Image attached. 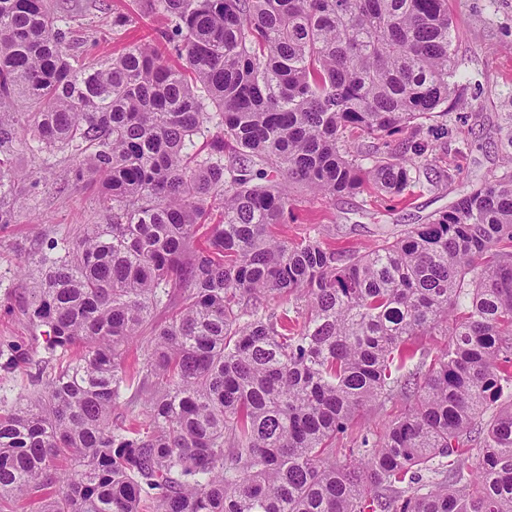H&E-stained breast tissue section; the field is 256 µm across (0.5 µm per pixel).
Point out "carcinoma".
<instances>
[{
  "instance_id": "obj_1",
  "label": "carcinoma",
  "mask_w": 512,
  "mask_h": 512,
  "mask_svg": "<svg viewBox=\"0 0 512 512\" xmlns=\"http://www.w3.org/2000/svg\"><path fill=\"white\" fill-rule=\"evenodd\" d=\"M140 2L167 28L85 67L48 0H0V224L20 124L112 206L32 260L42 356L0 349L33 386L0 397V512H512V157L369 253L276 232L294 187L410 184L422 122L459 104L448 0ZM411 402L393 400L383 405H372L361 410L344 435L336 440V459L344 461V450L340 448H357L363 435L370 439L380 434L387 423L404 412Z\"/></svg>"
}]
</instances>
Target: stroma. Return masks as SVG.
<instances>
[{"mask_svg": "<svg viewBox=\"0 0 512 512\" xmlns=\"http://www.w3.org/2000/svg\"><path fill=\"white\" fill-rule=\"evenodd\" d=\"M78 2V12L61 8L56 15L60 26L73 30L74 52L88 65L163 25L160 17L143 12L137 0ZM116 12L135 18L118 36L112 33ZM448 12L464 103L421 129L419 139L429 149L410 185L398 196L370 189L329 198L295 189L293 218L281 227L282 236L297 240L314 229L336 247L365 252L383 238L428 223L474 186L502 173L504 160L512 155L507 140L512 130V0H448ZM13 166L25 177L14 187L18 205L12 223L0 226V346L18 345L37 357L41 340L17 303L31 286L16 268L17 257H34L50 242L69 241L83 225L110 223L111 212L96 188L73 183L71 150L46 146L22 129L14 143ZM407 407L395 400L364 408L337 439V447H357L363 435L381 433Z\"/></svg>", "mask_w": 512, "mask_h": 512, "instance_id": "stroma-1", "label": "stroma"}]
</instances>
